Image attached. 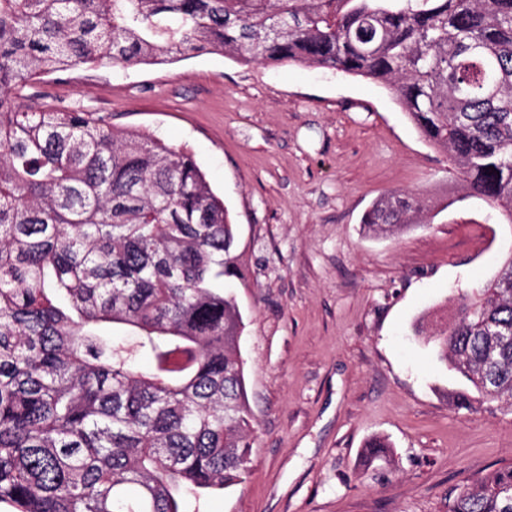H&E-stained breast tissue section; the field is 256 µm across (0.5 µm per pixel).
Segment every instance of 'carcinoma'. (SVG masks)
Masks as SVG:
<instances>
[{
    "mask_svg": "<svg viewBox=\"0 0 512 512\" xmlns=\"http://www.w3.org/2000/svg\"><path fill=\"white\" fill-rule=\"evenodd\" d=\"M204 51L389 87L512 223V0H0V503L18 512H201L250 472L226 287L248 283L224 200L186 149L21 95L80 65ZM429 212L392 194L363 226L393 234ZM432 337L479 394L459 406L512 407V256ZM388 448L369 439L363 465ZM448 512H512V466L462 485Z\"/></svg>",
    "mask_w": 512,
    "mask_h": 512,
    "instance_id": "cac0c4a2",
    "label": "carcinoma"
}]
</instances>
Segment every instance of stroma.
<instances>
[{
  "instance_id": "stroma-1",
  "label": "stroma",
  "mask_w": 512,
  "mask_h": 512,
  "mask_svg": "<svg viewBox=\"0 0 512 512\" xmlns=\"http://www.w3.org/2000/svg\"><path fill=\"white\" fill-rule=\"evenodd\" d=\"M24 102L76 107L189 150L239 228L253 463L203 512H448L454 489L512 465V408L457 407L472 386L426 338L512 256V223L467 196L386 87L196 53L49 75ZM396 192L439 212L367 236L362 216ZM375 435L391 457L365 472Z\"/></svg>"
}]
</instances>
